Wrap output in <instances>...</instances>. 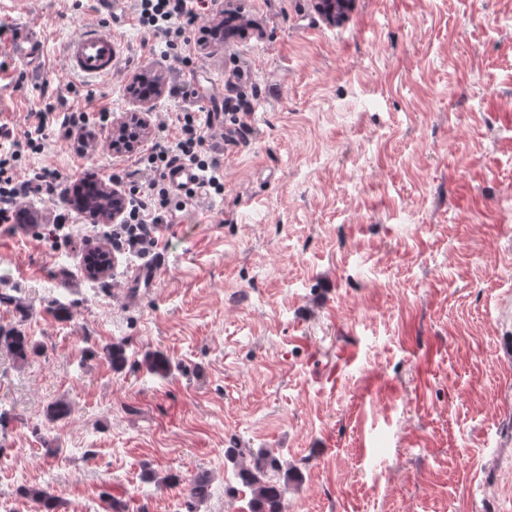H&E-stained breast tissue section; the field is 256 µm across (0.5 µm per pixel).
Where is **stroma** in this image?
<instances>
[{
	"mask_svg": "<svg viewBox=\"0 0 512 512\" xmlns=\"http://www.w3.org/2000/svg\"><path fill=\"white\" fill-rule=\"evenodd\" d=\"M0 0V29L40 33L44 69L9 54L0 127L22 138L57 112L140 111L136 77L162 72L151 126L177 133L191 68L224 87L207 141L224 190L189 202L146 247L113 248L111 224L50 234L51 199H24L32 224H0V327L40 345L0 349V503L38 512H243L225 495L229 448H268L302 473L285 512H512V0H355L329 25L313 0H228L210 10L246 29L205 38L191 65L139 21L137 0ZM108 22L110 78L66 69L84 22ZM94 151L50 132L25 172L109 181L150 149ZM109 248L89 277L84 257ZM169 260L135 302L128 270ZM124 342L113 369L103 348ZM161 352L170 371H149ZM71 413L50 420L55 403ZM178 474L180 484L169 480ZM0 348L6 349L16 359L24 361L31 354H36L40 346L31 341L29 336L17 328L3 330L0 328Z\"/></svg>",
	"mask_w": 512,
	"mask_h": 512,
	"instance_id": "obj_1",
	"label": "stroma"
}]
</instances>
